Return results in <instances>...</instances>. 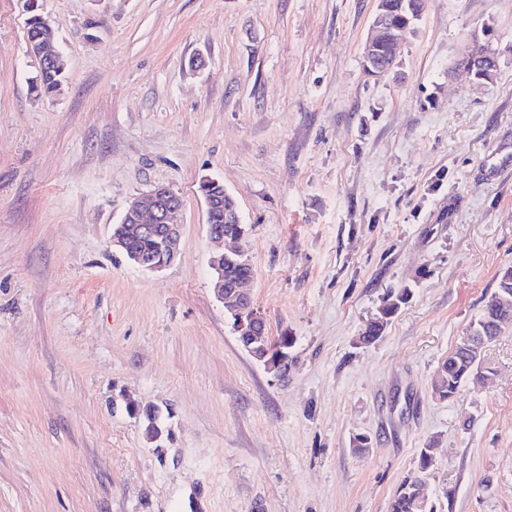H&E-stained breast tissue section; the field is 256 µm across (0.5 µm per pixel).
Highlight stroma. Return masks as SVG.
<instances>
[{
	"label": "stroma",
	"instance_id": "obj_1",
	"mask_svg": "<svg viewBox=\"0 0 512 512\" xmlns=\"http://www.w3.org/2000/svg\"><path fill=\"white\" fill-rule=\"evenodd\" d=\"M376 4L38 0L68 60L45 98L25 4L0 0V512H389L429 445L434 512H512V326L491 381L431 389L512 267V0H426L372 79ZM487 25L478 83L456 61ZM206 176L286 378L213 292ZM155 185L182 200L159 273L109 246ZM485 50V51H484ZM486 48H481L478 51L467 50L462 54V58L460 62H464L460 64V67L465 69L471 76L474 74L475 63H477L480 59H482L487 51ZM487 56H485L481 61L480 65L476 68L478 69L475 76L479 77L476 81L478 82H486L492 80L493 76L497 71L498 66V56L492 47L487 52ZM213 191L216 197L208 194L206 190H202L206 208V224L210 237L224 242L227 240L224 235L235 237L245 234L246 228L244 224H241L234 198L227 191L223 192L221 188H214ZM217 196H222L221 202L224 201V204L220 203ZM227 210L234 211L225 213ZM410 297V289L402 288L399 291L390 293L379 311V317L370 321L362 332L359 340L363 344H373L383 334L391 319L398 313L402 305H405Z\"/></svg>",
	"mask_w": 512,
	"mask_h": 512
}]
</instances>
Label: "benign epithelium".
Masks as SVG:
<instances>
[{"label":"benign epithelium","mask_w":512,"mask_h":512,"mask_svg":"<svg viewBox=\"0 0 512 512\" xmlns=\"http://www.w3.org/2000/svg\"><path fill=\"white\" fill-rule=\"evenodd\" d=\"M28 54L37 63L38 69L47 66L63 69L67 59L60 50L55 32L48 21L43 27L31 34L27 41ZM206 208V224L211 238L225 240L224 224L241 223L239 211L224 212V204L207 191H202ZM174 193L164 186H154L134 197L127 205L119 223L113 225L109 243L121 252L134 266L144 271L157 272L172 265L179 254L182 225L177 215L182 202L172 199ZM136 238H148L154 241L155 251L147 256L132 246ZM213 272V289L216 296L228 303L240 306L249 313L246 320L237 324L238 331L244 336L256 339L259 328L265 321L253 306L249 284L238 285L232 291L224 288V255L219 254L210 261Z\"/></svg>","instance_id":"1"}]
</instances>
